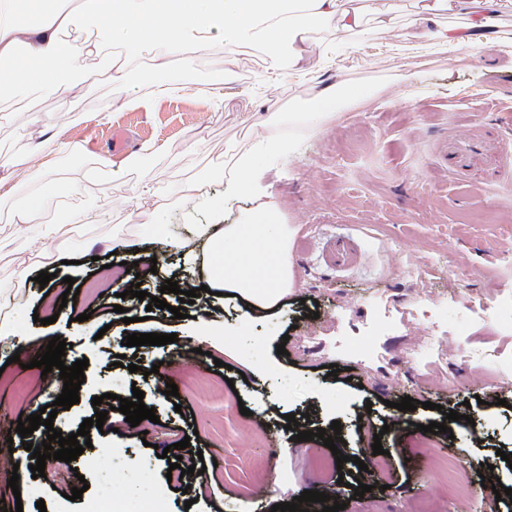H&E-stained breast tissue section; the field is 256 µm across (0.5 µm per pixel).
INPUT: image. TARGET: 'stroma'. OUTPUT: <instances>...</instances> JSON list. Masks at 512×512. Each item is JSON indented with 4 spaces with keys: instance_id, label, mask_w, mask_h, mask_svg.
Segmentation results:
<instances>
[{
    "instance_id": "stroma-1",
    "label": "stroma",
    "mask_w": 512,
    "mask_h": 512,
    "mask_svg": "<svg viewBox=\"0 0 512 512\" xmlns=\"http://www.w3.org/2000/svg\"><path fill=\"white\" fill-rule=\"evenodd\" d=\"M400 22L383 33L364 24L360 49H351L332 31L310 24L313 50L305 61L304 81L290 80L259 97L254 93L270 72L271 60L258 46L244 48L226 66L221 54H198L182 67V81L197 93L155 96L135 111L118 110L119 89L98 72L104 55L88 56L79 66L87 80L81 96L67 88L34 91L0 100V155H18L40 136H59L73 147L57 157L59 185L78 180L81 190L51 197L31 213L34 224L50 225L59 202L82 207L100 200L84 224L68 225L34 254L20 227L0 218V315L12 334L0 340V398L19 418L55 401L64 382L48 383L29 353L53 336L66 339V363L87 358L80 401L59 410L55 429L77 432L94 417L92 397L105 393L132 398L145 393L157 422L130 426L122 413L111 430L91 428V448L74 464L46 462L43 477L33 478L26 443L40 445L43 430L28 438L0 442V459L21 462L22 478L10 487L9 467L0 466V506L5 512H99L112 499V479L130 477L127 499L116 512H270L273 505L330 484L344 512H456L433 467L445 455L478 477L496 451L512 452V333L494 321L472 319L474 299L493 300L512 293V0H504L495 23L498 47L450 51L422 38L410 25L416 0H393ZM369 88L386 86L381 100L346 110L317 135L275 125L277 114L310 99L324 84ZM109 112L101 120L100 112ZM125 122L134 149L148 143L177 145L175 154L153 163V179L163 193L139 197L135 177L124 161L89 148L88 134ZM274 134L293 135L297 150L271 159L262 183L285 224L295 229L289 261L293 285L279 307L253 310L238 296L206 292L188 305V316L147 308L128 297L131 282L158 294L166 280L208 282V266L184 267L169 239L213 223L210 211L185 197V185L201 183L224 200V221L237 224L251 210L247 199L224 195V166L240 148L254 143L258 125ZM477 145L463 167L449 169L447 157L460 141ZM494 208L492 224L467 223ZM166 227L162 237L147 233ZM122 241L136 242L156 267L138 264L137 272L92 298L83 286L100 265L129 260ZM29 269L31 278L16 274ZM51 273L48 285L36 278ZM81 291L66 300L65 277ZM127 310L119 315L114 304ZM134 325H126V318ZM176 334L162 346L122 345L129 330ZM468 342L472 357L458 346ZM285 354H277V344ZM158 373H130L116 366L118 354ZM338 376H329L330 365ZM188 368L211 377L233 379L224 399L165 395V375ZM419 409L399 411L402 397ZM469 415L463 428L446 410ZM300 428L314 431L341 424L342 468L317 469L315 459L331 458L321 439L296 441L286 430L287 414ZM224 419V441L214 442L206 425ZM446 424L447 433H422L423 425ZM389 433H382V426ZM382 454H374V435ZM189 440L202 451L206 470L168 482L171 444ZM167 449L159 457L157 449ZM265 465L269 475L242 491L226 475L228 463ZM87 481L81 499L66 497ZM370 485L355 496L354 481Z\"/></svg>"
}]
</instances>
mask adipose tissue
Segmentation results:
<instances>
[{"mask_svg":"<svg viewBox=\"0 0 512 512\" xmlns=\"http://www.w3.org/2000/svg\"><path fill=\"white\" fill-rule=\"evenodd\" d=\"M7 2L8 10L0 9V93L78 88L73 64L104 51L108 62L100 75L124 86L119 105L125 110L144 107L149 100L148 95L126 85L138 53L144 50H153L152 66L162 72L170 70L172 56L188 53L256 45L264 46L273 57L289 53L287 72L276 70L267 77L266 86L271 89L282 85L285 77L304 76L300 42L309 21H319L344 39L361 24L360 13L347 7L345 0H77V7L72 9L58 6L55 0H30L38 13L33 21L23 18L19 0ZM499 6V0H482L481 16L464 32L441 28L431 31L430 37L451 48L495 47L490 28ZM79 19L95 30V41L64 38V30ZM22 55L31 59V66H17L16 60ZM380 96L377 88L363 91L329 84L316 91L312 103L298 106L283 119L314 134L346 108ZM294 149L293 139L259 134L255 148L236 152L233 171L224 185L225 197H249L256 200V207L241 223L200 224L194 235L172 242L189 262L196 256L198 242H206L211 282L240 293L259 309L274 306L292 286L288 258L292 231L280 221L276 207L264 200L262 157ZM173 151L171 144L150 143L128 157L126 168L136 175L140 195H157L151 162ZM0 168L20 170L42 183L41 193L13 212L32 245H41L45 233L41 226L29 223L28 215L40 209L46 195L57 189L43 145L21 156L1 155Z\"/></svg>","mask_w":512,"mask_h":512,"instance_id":"ef3b65f1","label":"adipose tissue"}]
</instances>
